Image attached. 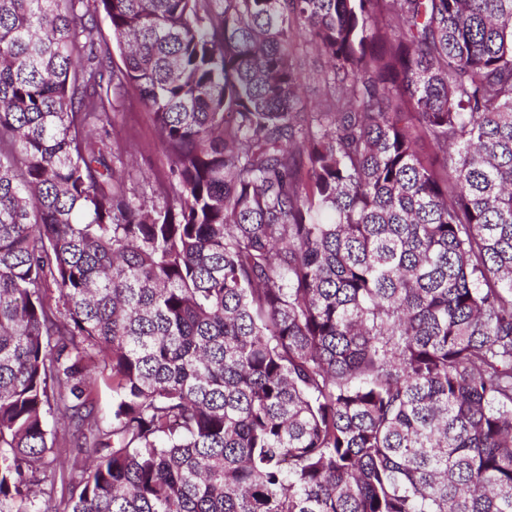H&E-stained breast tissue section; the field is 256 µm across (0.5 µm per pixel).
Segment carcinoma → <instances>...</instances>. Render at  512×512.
<instances>
[{
    "mask_svg": "<svg viewBox=\"0 0 512 512\" xmlns=\"http://www.w3.org/2000/svg\"><path fill=\"white\" fill-rule=\"evenodd\" d=\"M0 512H512V0H0ZM112 125L107 126V134L99 128L90 129L94 140L104 139L108 148L116 151L135 147L134 156L124 157L126 171L129 173V186L135 187L138 192H146L150 200V190L141 183L140 172H149L152 180L157 181L167 173V158L158 140L152 115L142 107L131 91L123 95L114 103Z\"/></svg>",
    "mask_w": 512,
    "mask_h": 512,
    "instance_id": "cac0c4a2",
    "label": "carcinoma"
}]
</instances>
